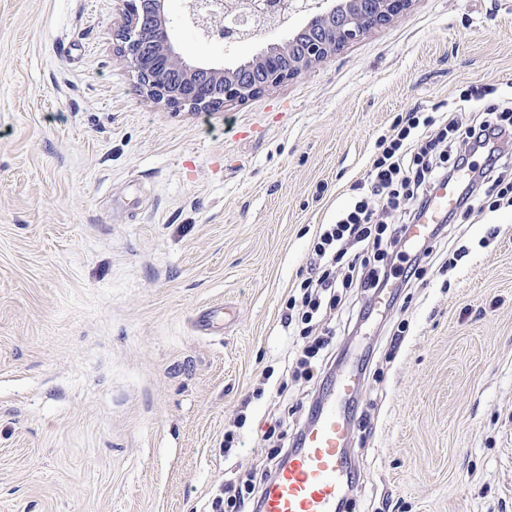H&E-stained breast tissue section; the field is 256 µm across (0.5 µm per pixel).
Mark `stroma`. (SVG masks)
<instances>
[{
    "instance_id": "obj_1",
    "label": "stroma",
    "mask_w": 512,
    "mask_h": 512,
    "mask_svg": "<svg viewBox=\"0 0 512 512\" xmlns=\"http://www.w3.org/2000/svg\"><path fill=\"white\" fill-rule=\"evenodd\" d=\"M191 58L225 49L167 0ZM121 0H0V512H204L259 483L327 374L350 404L348 512H512V206L458 210L449 265L291 366L321 225L377 138L512 82V0H412L334 58L220 112L150 101ZM281 436L267 437L272 421ZM233 433L225 448V433ZM328 345V339L322 336H317L312 340L311 344L304 347L303 355L297 361L299 367L303 369L302 374L306 377H312L314 370H322V363L325 359H328V355L326 353L321 356L320 353L321 351L325 352ZM319 360L321 361V365L319 363L316 364Z\"/></svg>"
}]
</instances>
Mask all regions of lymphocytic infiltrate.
<instances>
[{
  "label": "lymphocytic infiltrate",
  "mask_w": 512,
  "mask_h": 512,
  "mask_svg": "<svg viewBox=\"0 0 512 512\" xmlns=\"http://www.w3.org/2000/svg\"><path fill=\"white\" fill-rule=\"evenodd\" d=\"M471 102L480 103L481 109L465 125L455 113ZM448 109L445 116L412 109L391 134L379 137L368 176L357 184L359 196L320 230L308 275L300 284V333L312 338L298 361L305 376H312L329 345L328 339L311 334L315 315L323 306L339 307V288H388L393 260L402 254L408 229L429 211L440 184L466 169L470 176L461 200L467 210L512 205V178L507 175L512 158L505 151L512 144V107L503 100L485 103L483 93L470 92L449 101ZM478 153L485 156L480 166L470 162ZM377 206L398 214L397 224L377 220Z\"/></svg>",
  "instance_id": "f902f5d3"
}]
</instances>
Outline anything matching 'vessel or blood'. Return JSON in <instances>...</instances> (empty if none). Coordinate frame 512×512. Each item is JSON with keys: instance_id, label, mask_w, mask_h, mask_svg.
I'll return each instance as SVG.
<instances>
[{"instance_id": "1", "label": "vessel or blood", "mask_w": 512, "mask_h": 512, "mask_svg": "<svg viewBox=\"0 0 512 512\" xmlns=\"http://www.w3.org/2000/svg\"><path fill=\"white\" fill-rule=\"evenodd\" d=\"M457 203L454 188H439L426 222H438ZM351 378L336 381L309 425L300 448L265 490L262 512H339L346 496Z\"/></svg>"}]
</instances>
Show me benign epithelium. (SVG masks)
Masks as SVG:
<instances>
[{
    "instance_id": "obj_1",
    "label": "benign epithelium",
    "mask_w": 512,
    "mask_h": 512,
    "mask_svg": "<svg viewBox=\"0 0 512 512\" xmlns=\"http://www.w3.org/2000/svg\"><path fill=\"white\" fill-rule=\"evenodd\" d=\"M122 2V51L146 95L174 109L202 112L246 101L299 76L369 30L390 23L412 0H185L188 18L227 47L253 40L252 21L259 15L268 29L306 18L283 44L231 67L196 61L181 51L165 0Z\"/></svg>"
}]
</instances>
